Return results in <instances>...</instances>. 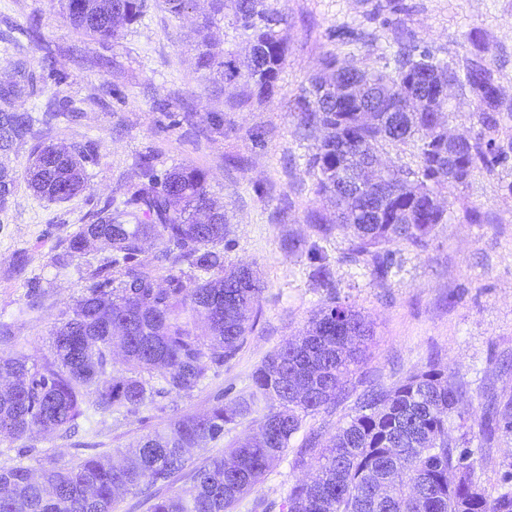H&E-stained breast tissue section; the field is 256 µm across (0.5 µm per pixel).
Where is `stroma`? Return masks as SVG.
<instances>
[{
    "label": "stroma",
    "mask_w": 512,
    "mask_h": 512,
    "mask_svg": "<svg viewBox=\"0 0 512 512\" xmlns=\"http://www.w3.org/2000/svg\"><path fill=\"white\" fill-rule=\"evenodd\" d=\"M288 19L282 34L288 54L270 102L239 104L240 89L198 69L194 31L211 13V0H195L192 14H170L164 0H146L141 20L119 41L74 29L59 0H0V82L11 62L26 56L40 79L38 93L19 110L50 112L36 141L88 145V188L70 199H42L28 185L31 143L0 153V168L15 190L0 209V321L10 324L11 349L41 364L51 359L50 338L91 283V271L108 255L92 245L68 257L67 241L92 223L108 201H121L134 180L140 154L154 156L158 172L177 166L206 171L209 190L229 221L227 262L252 267L265 285L252 332L236 357L210 369L199 389L162 395L136 412L112 410L80 420L75 441L116 452L182 415L206 413L216 397L232 401L250 382L263 357L302 330L327 300L310 276L307 247H322L336 294L374 324L368 356L352 376L349 393L311 425L334 434L366 385H392L438 360L468 381L469 403L488 395L512 397V163L477 176L451 197L447 223L437 225L426 250L393 245L399 273L386 283L342 262L349 245L342 230L319 236L307 215L323 210L312 191L306 156L313 140L299 139L285 104L305 84L326 52L383 65L398 40L428 48L453 65L481 54L495 70L512 105V0H270ZM335 30L365 32L367 43L331 39ZM245 159L244 168L231 159ZM481 222H473L472 214ZM24 266H17L18 257ZM68 261L60 270L59 261ZM253 418L238 420L223 440L193 451L190 467L172 485L191 484L193 468L223 454L229 442L252 432ZM74 441L35 436L0 441V468L49 462L72 464ZM303 471L282 460L234 512H252L263 499L281 512L288 487Z\"/></svg>",
    "instance_id": "stroma-1"
}]
</instances>
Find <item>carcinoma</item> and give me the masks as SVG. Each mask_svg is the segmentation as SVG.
Wrapping results in <instances>:
<instances>
[{"mask_svg": "<svg viewBox=\"0 0 512 512\" xmlns=\"http://www.w3.org/2000/svg\"><path fill=\"white\" fill-rule=\"evenodd\" d=\"M63 5L76 29L116 41L139 20L144 0ZM213 15H230L250 33L253 56L241 63L214 48L207 18L196 29L202 35L198 68L271 101L288 52L281 35L285 16L266 0H213ZM11 69L0 83V103L8 105L0 106L1 152L27 142L41 123L16 108L18 99L36 93V73L25 58L12 61ZM445 82L475 99L481 126L475 136L448 142L451 113L435 110ZM503 107L495 72L479 54L459 67L414 43L377 67L327 54L288 101L302 136L324 132L306 166L315 195L334 210L311 213L310 223L325 236L348 229L341 261L388 280L398 267L390 244L424 250L434 227L448 223L449 209L433 201L439 189L466 187L476 174L508 162L512 142L499 143ZM367 110L374 120L365 119ZM386 144L412 147L416 167L400 164L375 176L369 159ZM32 159L30 186L37 195L61 201L85 189L86 147L66 151L39 143ZM136 170L124 200L101 208L68 240L70 257L83 254L90 236L102 239L111 254L53 332V358L38 367L22 355L0 354V437H62L84 415L89 395L97 410L136 412L156 395L189 394L210 369L235 358L252 330L263 287L250 268L224 264L226 218L211 197L207 173L181 166L161 175L149 155L138 159ZM151 245L159 262L185 265L193 275H172L159 287L139 261ZM309 260L313 276L333 287L327 257L313 247ZM372 337L361 311L333 296L294 340L255 368L234 404L218 399L203 415L175 418L125 449L119 463L90 454L70 466L0 468V512H115L125 497L142 491L148 512H233L287 451L292 468L312 467L315 475L289 488L286 512H512V459L499 462L495 492L475 478V455L512 436V398L490 399L473 420L478 431L454 439L449 430L464 420L468 384L434 361L388 388L364 390L328 444L322 429L310 426L291 447L307 418L336 406ZM114 346L122 349L125 367L118 377L112 375ZM250 413L258 414L259 437L237 441L194 469L188 488L165 492L185 470L190 449L223 438L226 426ZM475 438L477 448L471 447Z\"/></svg>", "mask_w": 512, "mask_h": 512, "instance_id": "obj_1", "label": "carcinoma"}]
</instances>
